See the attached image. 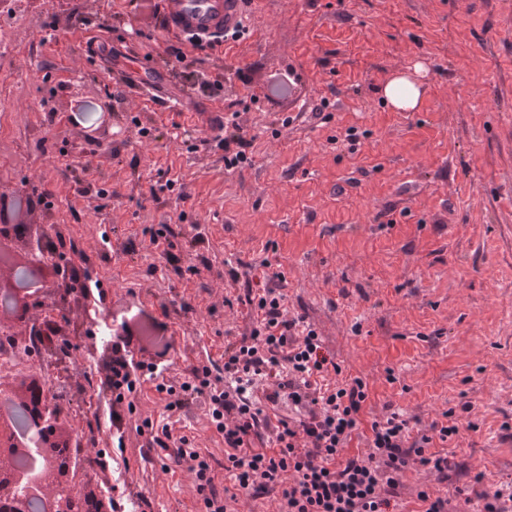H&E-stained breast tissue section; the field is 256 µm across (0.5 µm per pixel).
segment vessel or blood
Listing matches in <instances>:
<instances>
[{
  "instance_id": "b4317fda",
  "label": "vessel or blood",
  "mask_w": 512,
  "mask_h": 512,
  "mask_svg": "<svg viewBox=\"0 0 512 512\" xmlns=\"http://www.w3.org/2000/svg\"><path fill=\"white\" fill-rule=\"evenodd\" d=\"M167 29L194 41L234 30L242 21L241 0H164Z\"/></svg>"
}]
</instances>
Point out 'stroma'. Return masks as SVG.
<instances>
[{
	"label": "stroma",
	"instance_id": "35a3bbf8",
	"mask_svg": "<svg viewBox=\"0 0 512 512\" xmlns=\"http://www.w3.org/2000/svg\"><path fill=\"white\" fill-rule=\"evenodd\" d=\"M160 4L23 0L0 16V194L52 189L26 223L101 283L71 294L68 320L92 301L151 324L146 356L185 376L250 334L246 285L280 289L343 377L367 382L363 426L392 407L421 431L453 411L458 435L431 444L448 475L407 471L403 512H422L421 485L475 512L476 473L512 482V0H243L248 34L189 65L167 52ZM418 63L417 109L393 111L385 83ZM214 104L250 164L225 168L201 119ZM173 177L187 200L149 197ZM162 224L178 264L152 240ZM92 410L106 457L90 483L115 487L120 512H141V493L151 512H196L126 407L97 395ZM175 432L223 464L203 409Z\"/></svg>",
	"mask_w": 512,
	"mask_h": 512
}]
</instances>
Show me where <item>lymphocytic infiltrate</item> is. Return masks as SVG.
<instances>
[{
	"instance_id": "f902f5d3",
	"label": "lymphocytic infiltrate",
	"mask_w": 512,
	"mask_h": 512,
	"mask_svg": "<svg viewBox=\"0 0 512 512\" xmlns=\"http://www.w3.org/2000/svg\"><path fill=\"white\" fill-rule=\"evenodd\" d=\"M283 293L273 288L247 291L243 303L256 316L249 337L224 346V365L194 368L190 377L170 373V361L135 360L133 337L112 342V364L100 391L126 406L148 448L173 461L188 479L200 512H229L245 496H272L274 512H399L402 476L428 467L444 472L447 458L429 453L433 440L457 434L454 425L432 422L414 435L410 419L393 411L371 424L364 452L346 448L361 424L368 386L359 377L323 388L319 377L338 371L321 336L305 316L289 315ZM152 384L169 415L203 406L224 437V475L216 483L209 455L187 437H173L169 425L155 427L139 407L145 384ZM294 418H272L281 402Z\"/></svg>"
}]
</instances>
